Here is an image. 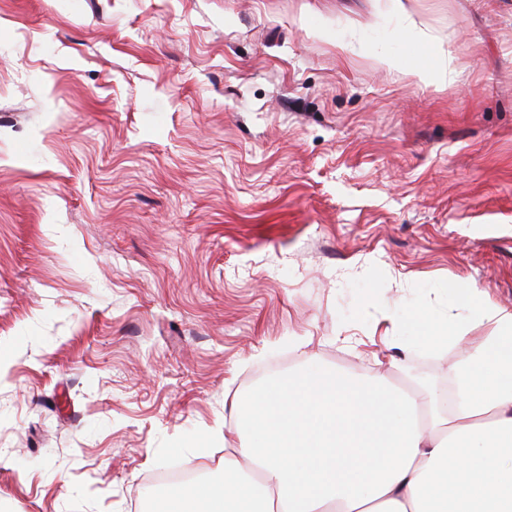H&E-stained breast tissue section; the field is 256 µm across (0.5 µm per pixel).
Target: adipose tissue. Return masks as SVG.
<instances>
[{
    "label": "adipose tissue",
    "mask_w": 512,
    "mask_h": 512,
    "mask_svg": "<svg viewBox=\"0 0 512 512\" xmlns=\"http://www.w3.org/2000/svg\"><path fill=\"white\" fill-rule=\"evenodd\" d=\"M381 62L423 83L437 71L456 76L436 51ZM453 294L489 332L456 364L447 413L384 374L309 356L297 373L238 397L223 482L185 487L181 498L202 512H512V310L476 288Z\"/></svg>",
    "instance_id": "obj_1"
}]
</instances>
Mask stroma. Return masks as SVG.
Returning a JSON list of instances; mask_svg holds the SVG:
<instances>
[{"label": "stroma", "instance_id": "stroma-1", "mask_svg": "<svg viewBox=\"0 0 512 512\" xmlns=\"http://www.w3.org/2000/svg\"><path fill=\"white\" fill-rule=\"evenodd\" d=\"M458 286L512 309V0H0V512L220 481L308 353L447 387ZM381 63L389 68H395L403 65L406 68V72L418 79L420 82H427L431 75L436 71L440 70L442 76L448 79V82L455 80L456 71L444 55L439 52H431L430 59L428 61H420L415 58L414 54L409 52L400 60L391 55H382L380 57ZM467 332V327L461 323L454 321L451 316H448V321L444 322V329L441 333L431 334L427 342L421 344L424 347H438L445 346L448 343H454L463 339Z\"/></svg>", "mask_w": 512, "mask_h": 512}]
</instances>
